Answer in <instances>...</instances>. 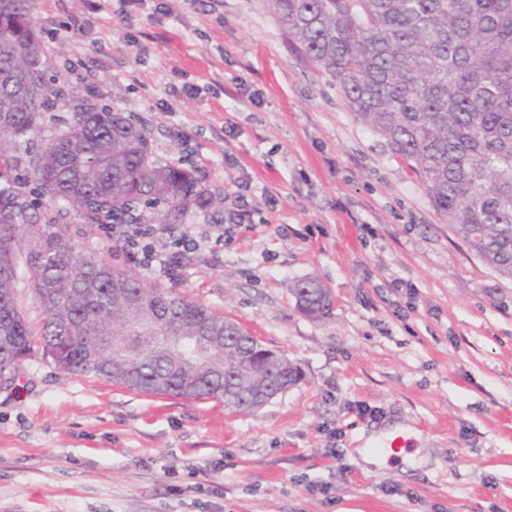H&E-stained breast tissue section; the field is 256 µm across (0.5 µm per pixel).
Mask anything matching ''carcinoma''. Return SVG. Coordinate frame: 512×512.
I'll return each mask as SVG.
<instances>
[{
  "mask_svg": "<svg viewBox=\"0 0 512 512\" xmlns=\"http://www.w3.org/2000/svg\"><path fill=\"white\" fill-rule=\"evenodd\" d=\"M272 3L354 120L385 141L468 249L512 280V0ZM53 93L29 0H0V387L38 341L66 374L260 411L255 387L271 397L299 381L288 359L265 358L267 346L236 320L40 233V196L86 224L173 226L217 201L193 169L156 159L131 115L88 101L41 147L21 149ZM24 269L43 315L37 333L17 304ZM288 291L307 316L330 314L319 279L297 278Z\"/></svg>",
  "mask_w": 512,
  "mask_h": 512,
  "instance_id": "cac0c4a2",
  "label": "carcinoma"
}]
</instances>
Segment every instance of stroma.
I'll return each instance as SVG.
<instances>
[{"label": "stroma", "mask_w": 512, "mask_h": 512, "mask_svg": "<svg viewBox=\"0 0 512 512\" xmlns=\"http://www.w3.org/2000/svg\"><path fill=\"white\" fill-rule=\"evenodd\" d=\"M30 10L61 92L36 139L79 101L119 109L222 197L153 240L198 241L170 271L72 212L45 232L235 318L302 379L252 415L66 375L34 346L0 388V512H512V281L354 121L270 0ZM303 276L330 317L298 309ZM393 421L420 431L419 464L364 467ZM288 291L307 316L322 319L330 314L331 296L319 279L311 276L297 278L290 282Z\"/></svg>", "instance_id": "35a3bbf8"}]
</instances>
